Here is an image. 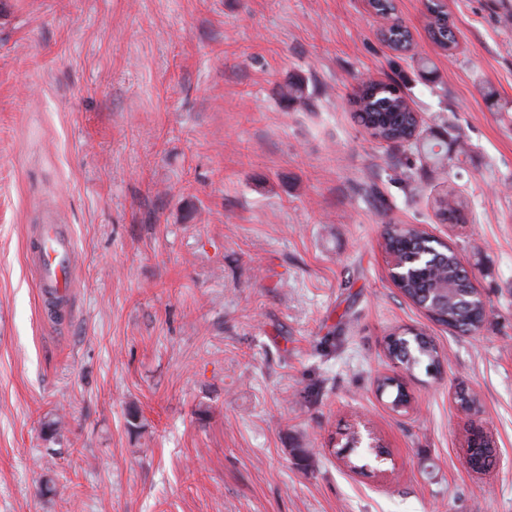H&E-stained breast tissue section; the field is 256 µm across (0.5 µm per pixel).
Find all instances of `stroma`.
Wrapping results in <instances>:
<instances>
[{"label":"stroma","instance_id":"35a3bbf8","mask_svg":"<svg viewBox=\"0 0 512 512\" xmlns=\"http://www.w3.org/2000/svg\"><path fill=\"white\" fill-rule=\"evenodd\" d=\"M445 4L447 53L424 0H394L410 52L365 0H0V512H512V0ZM370 77L447 166L358 125ZM451 188L466 223L437 215ZM49 209L76 250L57 314L27 262ZM389 224L455 247L476 334L401 296ZM406 327L441 367L396 412L376 379ZM359 416L388 456L355 472ZM472 423L499 448L481 474ZM426 31L431 41L442 51L449 52L457 46L454 25L449 21L448 14L441 3L426 0ZM384 42L396 51L407 50L412 44V34L408 26L399 19L394 20L380 32ZM307 98V86L305 82L298 76L290 77L280 87V99L286 103L288 107L292 103L300 104Z\"/></svg>","mask_w":512,"mask_h":512}]
</instances>
